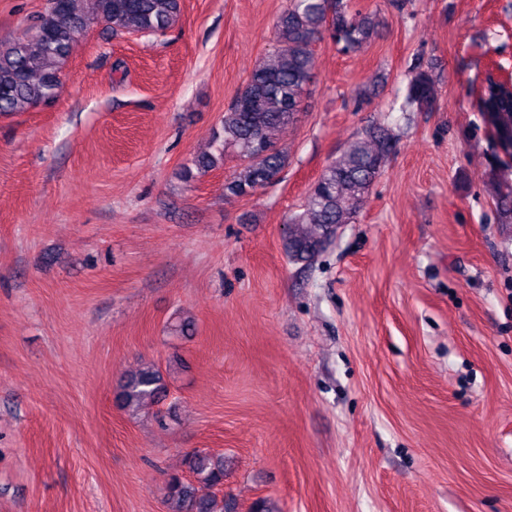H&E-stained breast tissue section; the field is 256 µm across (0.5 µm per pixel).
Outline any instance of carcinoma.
<instances>
[{
	"instance_id": "cac0c4a2",
	"label": "carcinoma",
	"mask_w": 512,
	"mask_h": 512,
	"mask_svg": "<svg viewBox=\"0 0 512 512\" xmlns=\"http://www.w3.org/2000/svg\"><path fill=\"white\" fill-rule=\"evenodd\" d=\"M32 18L36 32L0 40V114L28 112L57 98L61 75L78 27L104 22L115 33L163 34L177 21L181 0H48ZM375 29L372 18L354 10L350 0H290L277 21L278 47L273 60L252 72L224 112L215 135L219 156L238 150L242 164L224 183L234 198L254 195L277 178L288 157L277 146L276 133L294 125L309 91L314 45L324 37L343 52L368 43ZM432 75L416 69L406 87V103L432 108ZM500 141L512 136V90L486 80L479 96ZM395 146L394 136L379 126L365 131L329 164L311 187L303 212L290 219L284 237L288 260L311 265L342 224H349L365 203ZM167 386L161 368L143 364L129 371L121 386L122 407L132 411L157 403ZM185 477L171 474L166 483L168 512H237L231 494L217 495L224 486V456L205 449L186 454Z\"/></svg>"
}]
</instances>
